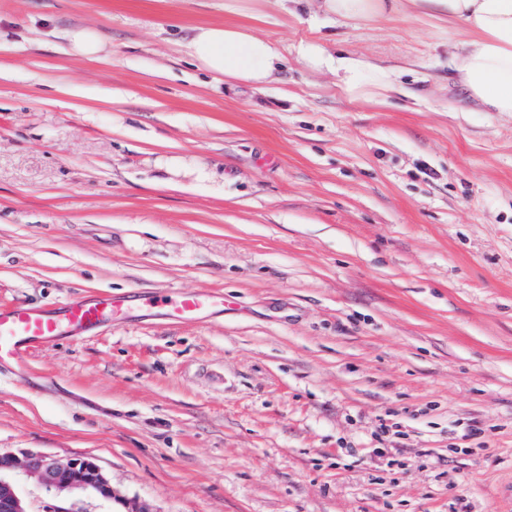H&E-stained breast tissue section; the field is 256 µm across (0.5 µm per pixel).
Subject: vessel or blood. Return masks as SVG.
<instances>
[{"label":"vessel or blood","mask_w":512,"mask_h":512,"mask_svg":"<svg viewBox=\"0 0 512 512\" xmlns=\"http://www.w3.org/2000/svg\"><path fill=\"white\" fill-rule=\"evenodd\" d=\"M223 306V295L211 291L185 293L174 288L136 291L119 298H72L50 310L14 304L0 308V363H23L38 349L62 338L87 336L135 309H159L172 320L191 322Z\"/></svg>","instance_id":"vessel-or-blood-1"}]
</instances>
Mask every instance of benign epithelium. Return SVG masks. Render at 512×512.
Wrapping results in <instances>:
<instances>
[{
	"label": "benign epithelium",
	"mask_w": 512,
	"mask_h": 512,
	"mask_svg": "<svg viewBox=\"0 0 512 512\" xmlns=\"http://www.w3.org/2000/svg\"><path fill=\"white\" fill-rule=\"evenodd\" d=\"M24 477L36 479L51 495L50 512H80L69 499L75 491L92 492L104 502L116 499L111 482L89 458L60 460L34 452L20 457L0 452V512H29L18 492Z\"/></svg>",
	"instance_id": "7a95c632"
}]
</instances>
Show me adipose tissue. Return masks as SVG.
<instances>
[{
  "mask_svg": "<svg viewBox=\"0 0 512 512\" xmlns=\"http://www.w3.org/2000/svg\"><path fill=\"white\" fill-rule=\"evenodd\" d=\"M319 9L331 18L364 23L400 13L454 32V69L468 97L487 111L512 113V0H319ZM187 48L205 70L232 84L261 87L279 81L287 65L280 42L249 24L194 27ZM298 54L311 67L339 72L348 92L381 97L403 90L394 72L362 60L305 45Z\"/></svg>",
  "mask_w": 512,
  "mask_h": 512,
  "instance_id": "1",
  "label": "adipose tissue"
}]
</instances>
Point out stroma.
<instances>
[{"mask_svg":"<svg viewBox=\"0 0 512 512\" xmlns=\"http://www.w3.org/2000/svg\"><path fill=\"white\" fill-rule=\"evenodd\" d=\"M318 12L0 0V306L229 303L0 365V450L93 459L118 500L86 512L512 507V115L466 97L449 33ZM255 15L282 82L232 89L188 56V28ZM75 27L109 57L73 56ZM303 43L414 95H349Z\"/></svg>","mask_w":512,"mask_h":512,"instance_id":"35a3bbf8","label":"stroma"}]
</instances>
